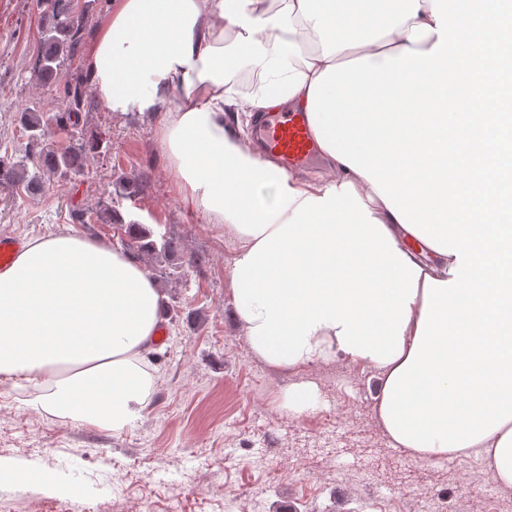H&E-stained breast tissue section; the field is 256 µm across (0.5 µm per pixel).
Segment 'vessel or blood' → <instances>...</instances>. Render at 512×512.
<instances>
[{
    "label": "vessel or blood",
    "mask_w": 512,
    "mask_h": 512,
    "mask_svg": "<svg viewBox=\"0 0 512 512\" xmlns=\"http://www.w3.org/2000/svg\"><path fill=\"white\" fill-rule=\"evenodd\" d=\"M261 151L290 172L302 166L317 151L305 113L281 111L263 113L255 130Z\"/></svg>",
    "instance_id": "vessel-or-blood-1"
}]
</instances>
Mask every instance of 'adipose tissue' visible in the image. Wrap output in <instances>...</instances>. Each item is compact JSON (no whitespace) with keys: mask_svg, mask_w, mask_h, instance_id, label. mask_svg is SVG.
<instances>
[{"mask_svg":"<svg viewBox=\"0 0 512 512\" xmlns=\"http://www.w3.org/2000/svg\"><path fill=\"white\" fill-rule=\"evenodd\" d=\"M498 0H112L87 47L108 111L161 113L186 204L235 243L250 354L376 371V417L422 462L474 456L512 487V25ZM233 33L225 44V33ZM261 70L237 89V63ZM306 112L303 178L230 123ZM167 297L121 248L29 239L0 271V383L121 432L150 404Z\"/></svg>","mask_w":512,"mask_h":512,"instance_id":"1","label":"adipose tissue"}]
</instances>
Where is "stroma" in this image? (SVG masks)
<instances>
[{"label":"stroma","instance_id":"1","mask_svg":"<svg viewBox=\"0 0 512 512\" xmlns=\"http://www.w3.org/2000/svg\"><path fill=\"white\" fill-rule=\"evenodd\" d=\"M39 38L34 0H0V155L25 159L27 137L17 114L62 108L57 86L31 73ZM84 138L101 146L83 175L51 182L41 195L0 187V232L22 238L75 230L118 244L100 204L116 181L147 182L146 191L115 196L124 221L172 235L203 264L164 282L175 317L150 365L152 402L134 425L112 433L56 418L30 406L26 388L0 384V460L30 463L50 477L66 475L83 499L51 492L13 495L16 512L68 502L75 512H406L410 502L439 495L457 512H512V488L489 497L494 483L474 458L419 463L393 447L376 420L379 381L373 370L343 360L298 373L277 371L253 357L228 303L224 268L235 243L187 206L159 141L160 115L107 111L87 92ZM313 384L314 411L286 408L289 389ZM279 475L268 479L263 456Z\"/></svg>","mask_w":512,"mask_h":512}]
</instances>
